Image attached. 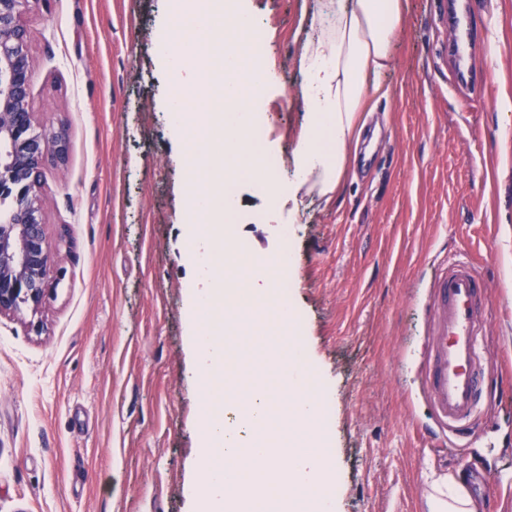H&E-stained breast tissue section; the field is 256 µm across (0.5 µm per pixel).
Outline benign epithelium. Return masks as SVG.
<instances>
[{
	"label": "benign epithelium",
	"instance_id": "7a95c632",
	"mask_svg": "<svg viewBox=\"0 0 512 512\" xmlns=\"http://www.w3.org/2000/svg\"><path fill=\"white\" fill-rule=\"evenodd\" d=\"M41 0H0V197L12 202L0 216V316L42 304L52 252L39 199L48 155L63 158L62 138L36 125L29 98L31 32L22 13Z\"/></svg>",
	"mask_w": 512,
	"mask_h": 512
}]
</instances>
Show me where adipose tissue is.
Instances as JSON below:
<instances>
[{
	"label": "adipose tissue",
	"instance_id": "adipose-tissue-1",
	"mask_svg": "<svg viewBox=\"0 0 512 512\" xmlns=\"http://www.w3.org/2000/svg\"><path fill=\"white\" fill-rule=\"evenodd\" d=\"M197 0H175L174 14L195 17L193 29L179 31L175 22L157 30L158 61L172 70L176 92L167 101L174 136L204 125L206 110L186 111L187 98L199 97L205 78L195 58L208 51L219 31L218 19L196 11ZM326 18L317 37L306 42L297 64L304 74L299 94L307 112L295 153L297 185L327 196L347 174L364 106L380 91V76L389 69L408 0H322ZM430 512H478L455 478L433 482Z\"/></svg>",
	"mask_w": 512,
	"mask_h": 512
}]
</instances>
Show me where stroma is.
Returning a JSON list of instances; mask_svg holds the SVG:
<instances>
[{
  "label": "stroma",
  "mask_w": 512,
  "mask_h": 512,
  "mask_svg": "<svg viewBox=\"0 0 512 512\" xmlns=\"http://www.w3.org/2000/svg\"><path fill=\"white\" fill-rule=\"evenodd\" d=\"M449 0H410L337 196L272 199L254 165L215 158L231 184L226 225L256 263L288 250L286 298L324 404L336 512H429L433 481L458 476L480 512H512V0H472L483 43L466 62L489 99L463 106ZM266 80L251 97L266 155L288 161L302 128L295 64L314 0H245ZM170 0H40L30 106L67 144L40 191L52 247L38 310L0 317V512H189L203 394L188 344L187 216L200 180L171 132L173 92L156 33ZM475 260L491 309L484 392L454 445L423 389L439 261ZM223 379L251 378L256 348L223 330Z\"/></svg>",
  "instance_id": "stroma-1"
}]
</instances>
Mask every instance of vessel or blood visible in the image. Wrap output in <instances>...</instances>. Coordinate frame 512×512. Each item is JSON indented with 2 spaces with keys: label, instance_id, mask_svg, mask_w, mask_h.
<instances>
[{
  "label": "vessel or blood",
  "instance_id": "1",
  "mask_svg": "<svg viewBox=\"0 0 512 512\" xmlns=\"http://www.w3.org/2000/svg\"><path fill=\"white\" fill-rule=\"evenodd\" d=\"M485 288L476 264L462 260L443 264L433 283L424 386L444 433H464L478 413Z\"/></svg>",
  "mask_w": 512,
  "mask_h": 512
}]
</instances>
